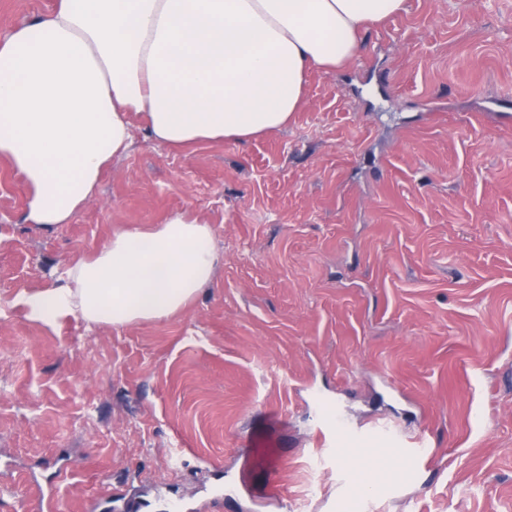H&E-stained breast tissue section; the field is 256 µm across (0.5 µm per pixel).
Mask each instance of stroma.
<instances>
[{
  "mask_svg": "<svg viewBox=\"0 0 512 512\" xmlns=\"http://www.w3.org/2000/svg\"><path fill=\"white\" fill-rule=\"evenodd\" d=\"M316 69L287 126L186 151L145 139L65 224L24 219L0 157V512H334L386 425L401 475L356 512H512V0H408ZM209 223L176 315L46 326L14 303L121 230ZM353 434L354 436H351ZM349 435L352 439L362 442L368 445L371 451V458L374 461L377 469V475L375 482L379 485H385L384 479L380 476L379 468L386 467L383 462L386 459L385 448H373L374 446L381 445L385 446L386 440L378 438L380 433L368 434L361 431H354L345 422V420L336 414V419L326 425L324 429H319L317 432V439L321 448H329L331 451L335 450L336 442L340 440L342 436Z\"/></svg>",
  "mask_w": 512,
  "mask_h": 512,
  "instance_id": "stroma-1",
  "label": "stroma"
}]
</instances>
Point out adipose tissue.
Masks as SVG:
<instances>
[{"label":"adipose tissue","mask_w":512,"mask_h":512,"mask_svg":"<svg viewBox=\"0 0 512 512\" xmlns=\"http://www.w3.org/2000/svg\"><path fill=\"white\" fill-rule=\"evenodd\" d=\"M408 0H56L0 35V156L29 186L27 219L65 224L133 143H243L285 126L312 69L359 51L358 32ZM209 224L187 212L115 233L56 283L22 295L29 317L121 327L175 315L213 276Z\"/></svg>","instance_id":"adipose-tissue-1"}]
</instances>
